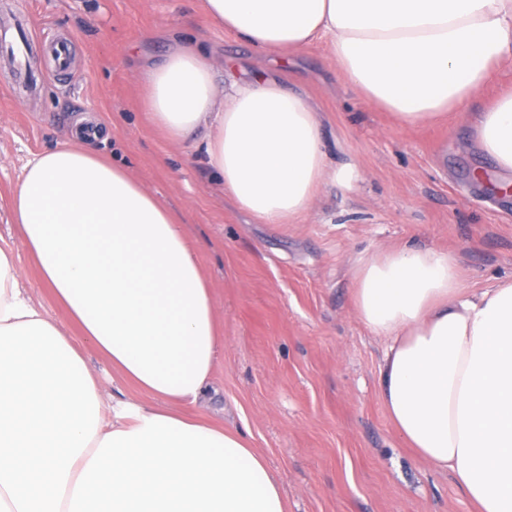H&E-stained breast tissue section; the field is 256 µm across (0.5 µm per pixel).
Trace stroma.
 Wrapping results in <instances>:
<instances>
[{
    "instance_id": "35a3bbf8",
    "label": "stroma",
    "mask_w": 512,
    "mask_h": 512,
    "mask_svg": "<svg viewBox=\"0 0 512 512\" xmlns=\"http://www.w3.org/2000/svg\"><path fill=\"white\" fill-rule=\"evenodd\" d=\"M34 25L70 41L55 69L40 41L31 79L0 52V239L18 243L8 195L32 154L67 143L72 118L113 127L112 155L184 219L221 306L217 394L201 412L248 428L278 472L288 512H473L450 473L404 448L378 394L389 346L352 307L353 269L382 248L454 254L464 288L512 276V174L472 146L456 117L404 126L336 77L324 44L293 59L295 88L323 117L331 168L352 185L324 186L297 224H259L235 210L203 152L170 148L149 125L133 72L160 62L172 37L200 42L217 83L276 69L209 24L199 0H32Z\"/></svg>"
}]
</instances>
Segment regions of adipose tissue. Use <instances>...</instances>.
Instances as JSON below:
<instances>
[{
	"label": "adipose tissue",
	"instance_id": "1",
	"mask_svg": "<svg viewBox=\"0 0 512 512\" xmlns=\"http://www.w3.org/2000/svg\"><path fill=\"white\" fill-rule=\"evenodd\" d=\"M203 15L288 72L325 42L340 77L405 125L467 111L512 62V0H202ZM135 79L151 127L195 141L235 208L294 224L327 182L307 96L266 74L219 87L199 45ZM476 147L512 171V91L474 113ZM20 244L0 245V512H288L249 431L196 411L222 346L197 244L130 171L82 145L32 154L11 201ZM28 257L65 333L19 280ZM360 321L390 339L380 398L407 448L450 471L476 512H512V280L467 292L450 253L402 246L354 271ZM134 397L111 418L82 344Z\"/></svg>",
	"mask_w": 512,
	"mask_h": 512
}]
</instances>
